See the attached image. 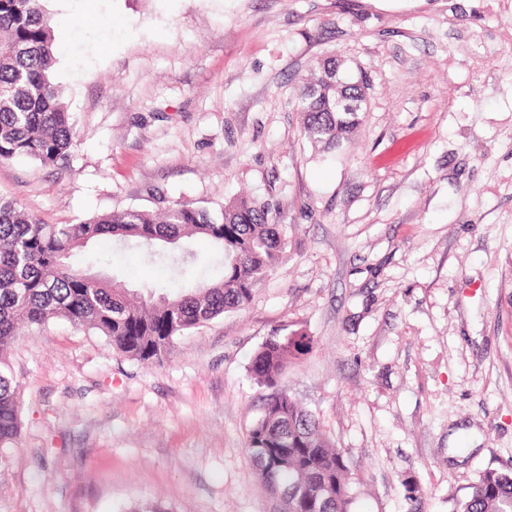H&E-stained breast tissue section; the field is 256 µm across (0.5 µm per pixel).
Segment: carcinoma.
Returning <instances> with one entry per match:
<instances>
[{"label": "carcinoma", "instance_id": "obj_1", "mask_svg": "<svg viewBox=\"0 0 512 512\" xmlns=\"http://www.w3.org/2000/svg\"><path fill=\"white\" fill-rule=\"evenodd\" d=\"M55 40L43 0H0V161L26 157L43 164L67 158L70 116L54 82ZM336 58L319 62L295 100L303 134L336 149L351 141L363 108L337 104ZM201 237L223 253L222 275L173 294L148 289L131 296L119 281L70 263L100 239L146 245ZM284 228L269 207L248 199L212 210L172 202L157 213L126 209L75 224H44L14 202L0 201V447L16 442L21 421L8 355L22 328L33 332L54 318L105 336L131 360L153 365L173 352L185 332L226 312L240 311L279 263ZM313 339L302 331L267 337L248 371L263 391L247 448L272 492L299 489L285 512H353L354 481L343 453L320 419L282 386L292 361ZM452 512H512V475L487 469Z\"/></svg>", "mask_w": 512, "mask_h": 512}]
</instances>
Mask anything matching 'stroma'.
Instances as JSON below:
<instances>
[{"instance_id": "stroma-1", "label": "stroma", "mask_w": 512, "mask_h": 512, "mask_svg": "<svg viewBox=\"0 0 512 512\" xmlns=\"http://www.w3.org/2000/svg\"><path fill=\"white\" fill-rule=\"evenodd\" d=\"M71 117L64 162L0 163L46 224L183 201L269 202L278 265L243 310L144 365L54 319L14 342L21 430L0 512H284L246 449L273 330L312 351L283 380L360 480L355 512H450L512 471V0H44ZM328 56L366 82L324 152L294 99ZM99 241L77 267L127 288L220 277Z\"/></svg>"}]
</instances>
